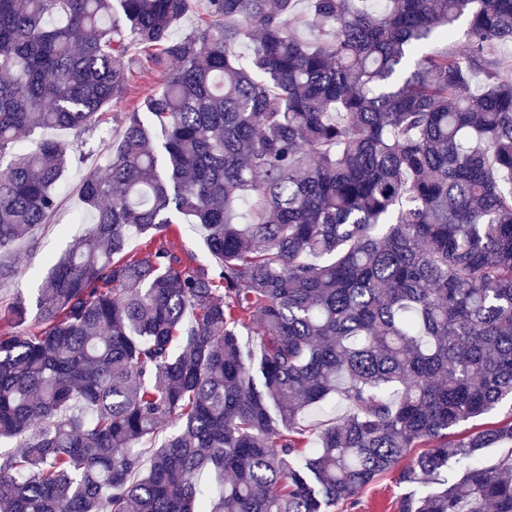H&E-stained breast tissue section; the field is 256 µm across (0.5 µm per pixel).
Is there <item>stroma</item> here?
<instances>
[{"label":"stroma","mask_w":512,"mask_h":512,"mask_svg":"<svg viewBox=\"0 0 512 512\" xmlns=\"http://www.w3.org/2000/svg\"><path fill=\"white\" fill-rule=\"evenodd\" d=\"M162 86L163 76L151 64L143 62L137 66L125 98L112 106L106 120L96 129L93 152L87 155L84 164L69 168L60 180L57 193L61 206L53 223L40 229L35 246H24L17 252L15 263L20 274L0 285V298L6 300L19 293L25 296L28 303H35L50 260L60 258L85 230L84 210L79 199L83 178L91 172H103L105 146L119 133L122 113L142 108L146 98L161 91ZM406 491V486L398 484L394 475H384L358 492L348 512H394L396 501Z\"/></svg>","instance_id":"35a3bbf8"}]
</instances>
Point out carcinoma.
Returning a JSON list of instances; mask_svg holds the SVG:
<instances>
[{"label":"carcinoma","mask_w":512,"mask_h":512,"mask_svg":"<svg viewBox=\"0 0 512 512\" xmlns=\"http://www.w3.org/2000/svg\"><path fill=\"white\" fill-rule=\"evenodd\" d=\"M118 2L0 0V282L126 95L125 34L164 78L81 183L40 329L0 309V512H336L408 456L396 481L438 488L396 512H512V454L474 462L512 421L454 438L512 403V0H204L182 38L195 0ZM37 128L80 144L3 162ZM173 209L217 268L163 240ZM345 410V404L338 399H334L323 407L315 408L310 411L305 419L300 421V427L319 431L321 428H325L339 421L344 415Z\"/></svg>","instance_id":"obj_1"}]
</instances>
